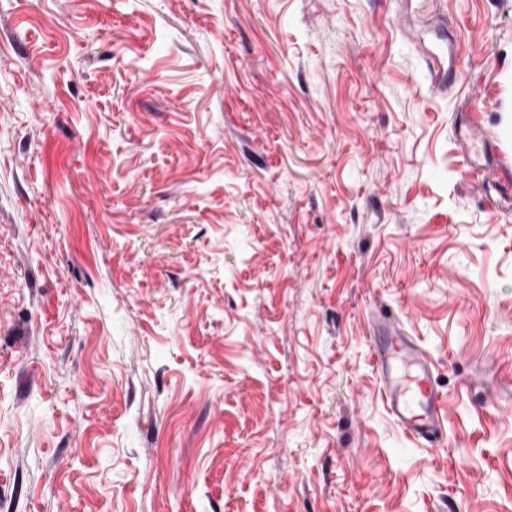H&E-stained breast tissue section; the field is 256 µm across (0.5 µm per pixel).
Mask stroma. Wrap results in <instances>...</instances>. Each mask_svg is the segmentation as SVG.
<instances>
[{
  "label": "stroma",
  "mask_w": 512,
  "mask_h": 512,
  "mask_svg": "<svg viewBox=\"0 0 512 512\" xmlns=\"http://www.w3.org/2000/svg\"><path fill=\"white\" fill-rule=\"evenodd\" d=\"M421 9L0 0V512H512V0L439 4L445 96ZM427 59V66L431 78L432 91L437 94H447L448 89L454 84L457 71L453 72L444 68L439 56L431 51L424 52ZM374 321L386 335L376 346L375 356L388 413L407 437L427 448H440L446 436V416L432 362L397 327L393 316L380 315Z\"/></svg>",
  "instance_id": "35a3bbf8"
}]
</instances>
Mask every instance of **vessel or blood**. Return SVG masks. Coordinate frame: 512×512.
Segmentation results:
<instances>
[{"label": "vessel or blood", "mask_w": 512, "mask_h": 512, "mask_svg": "<svg viewBox=\"0 0 512 512\" xmlns=\"http://www.w3.org/2000/svg\"><path fill=\"white\" fill-rule=\"evenodd\" d=\"M431 87L447 93L455 74L445 69L434 52H426ZM376 325L384 340L375 348L381 396L385 407L409 438L428 448H440L445 437L443 397L433 375L432 363L413 340L397 327L392 316H379Z\"/></svg>", "instance_id": "vessel-or-blood-1"}]
</instances>
